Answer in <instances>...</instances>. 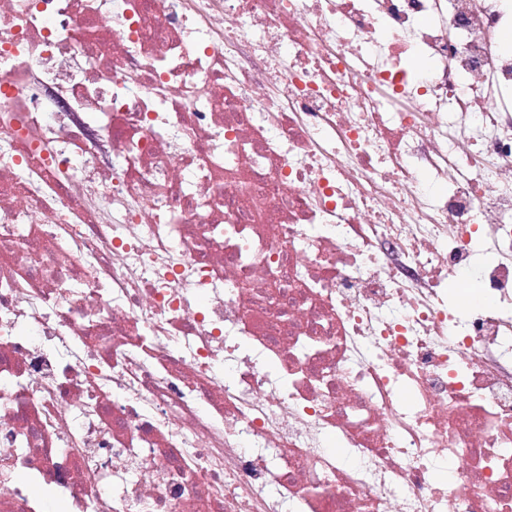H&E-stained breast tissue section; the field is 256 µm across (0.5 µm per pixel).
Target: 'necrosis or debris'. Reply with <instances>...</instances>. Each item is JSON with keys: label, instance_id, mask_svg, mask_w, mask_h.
<instances>
[{"label": "necrosis or debris", "instance_id": "obj_1", "mask_svg": "<svg viewBox=\"0 0 512 512\" xmlns=\"http://www.w3.org/2000/svg\"><path fill=\"white\" fill-rule=\"evenodd\" d=\"M510 34L0 0V512H512ZM452 280L454 288H448V303L456 305V299L460 301V293L464 288H477L478 269L474 268L468 271L451 274L448 278Z\"/></svg>", "mask_w": 512, "mask_h": 512}]
</instances>
